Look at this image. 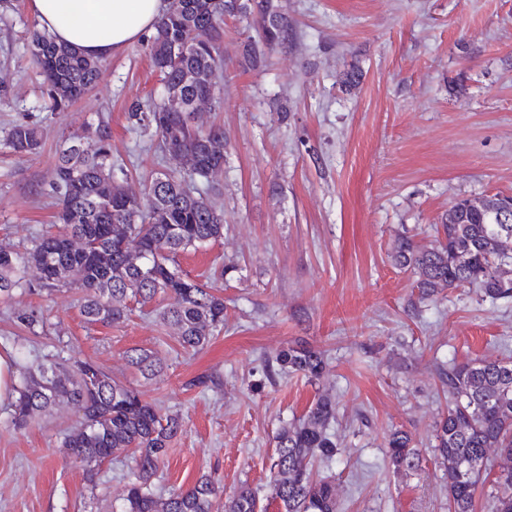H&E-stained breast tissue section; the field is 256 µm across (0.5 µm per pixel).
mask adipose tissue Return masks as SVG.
Instances as JSON below:
<instances>
[{"label": "adipose tissue", "instance_id": "ef3b65f1", "mask_svg": "<svg viewBox=\"0 0 512 512\" xmlns=\"http://www.w3.org/2000/svg\"><path fill=\"white\" fill-rule=\"evenodd\" d=\"M169 0H31L43 31L89 57L105 58L152 32Z\"/></svg>", "mask_w": 512, "mask_h": 512}]
</instances>
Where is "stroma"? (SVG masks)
<instances>
[{"label": "stroma", "instance_id": "obj_1", "mask_svg": "<svg viewBox=\"0 0 512 512\" xmlns=\"http://www.w3.org/2000/svg\"><path fill=\"white\" fill-rule=\"evenodd\" d=\"M295 39L266 68L240 64L253 30L227 19L224 107L199 121L223 125L224 168L212 178L224 237L176 257L191 279L221 289L224 327L197 352L152 307L123 324L87 323L79 290L0 299V354L26 342L32 362L91 359L136 387L183 431L154 481L158 494L220 479L225 495L264 488L275 437L319 395L338 403L330 425L335 461L314 472L334 479L341 512H448L435 458L434 422L448 405L439 363L512 358V298L451 288L418 302L415 278L390 253L402 232L434 244V226L462 197L512 195V0H286ZM28 0L0 7V134L20 120L44 127L42 147L0 146V247L54 230L50 183L59 144L81 126L106 124L112 158L140 192L150 174L175 169L152 130L128 115L132 100L161 88L138 41L107 58L97 86L68 111L41 110L31 68ZM357 66L359 85L341 75ZM43 313L31 334L18 314ZM303 344L324 351L318 381L269 382L263 357ZM154 352L161 372L145 379L127 352ZM206 385H199V378ZM76 420L55 407L15 428L0 403V512H109L131 466L106 462L97 486L57 454ZM408 431L423 462L394 472L391 429Z\"/></svg>", "mask_w": 512, "mask_h": 512}]
</instances>
